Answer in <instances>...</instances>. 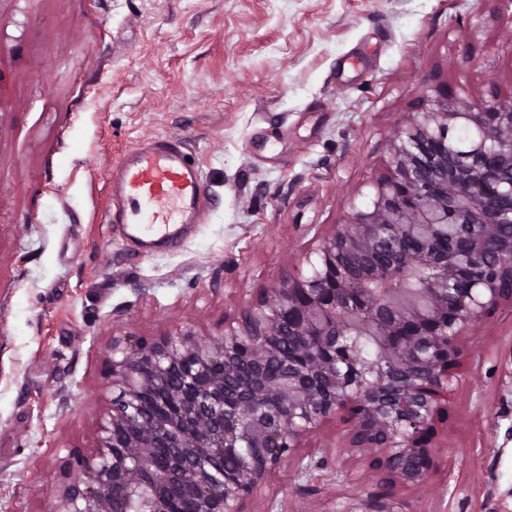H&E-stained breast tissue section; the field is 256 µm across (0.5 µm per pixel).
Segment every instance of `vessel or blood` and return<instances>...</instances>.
Returning <instances> with one entry per match:
<instances>
[{
	"mask_svg": "<svg viewBox=\"0 0 512 512\" xmlns=\"http://www.w3.org/2000/svg\"><path fill=\"white\" fill-rule=\"evenodd\" d=\"M108 180L113 223L147 248L177 245L180 225L201 223L207 211L201 173L176 137L142 142L112 166Z\"/></svg>",
	"mask_w": 512,
	"mask_h": 512,
	"instance_id": "vessel-or-blood-1",
	"label": "vessel or blood"
}]
</instances>
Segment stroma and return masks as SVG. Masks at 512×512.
<instances>
[{"label": "stroma", "mask_w": 512, "mask_h": 512, "mask_svg": "<svg viewBox=\"0 0 512 512\" xmlns=\"http://www.w3.org/2000/svg\"><path fill=\"white\" fill-rule=\"evenodd\" d=\"M445 86L512 99V0H0V512H51L112 408L108 347L217 336L316 233L369 207L388 140ZM181 138L208 219L145 254L111 165ZM448 458L403 512H512V308L464 340ZM315 432L256 512H345L367 462Z\"/></svg>", "instance_id": "stroma-1"}]
</instances>
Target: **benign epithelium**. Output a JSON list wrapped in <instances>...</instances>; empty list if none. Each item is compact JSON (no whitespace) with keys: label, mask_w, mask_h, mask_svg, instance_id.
Returning <instances> with one entry per match:
<instances>
[{"label":"benign epithelium","mask_w":512,"mask_h":512,"mask_svg":"<svg viewBox=\"0 0 512 512\" xmlns=\"http://www.w3.org/2000/svg\"><path fill=\"white\" fill-rule=\"evenodd\" d=\"M415 109L372 206L314 238L311 276L284 272L220 336L112 340V411L50 512L271 508L273 476H310L306 442L336 419L390 488L345 512H397L391 489L427 482L463 341L512 305V103L439 90ZM461 123L476 132L466 145ZM354 336L372 341L371 362Z\"/></svg>","instance_id":"1"}]
</instances>
